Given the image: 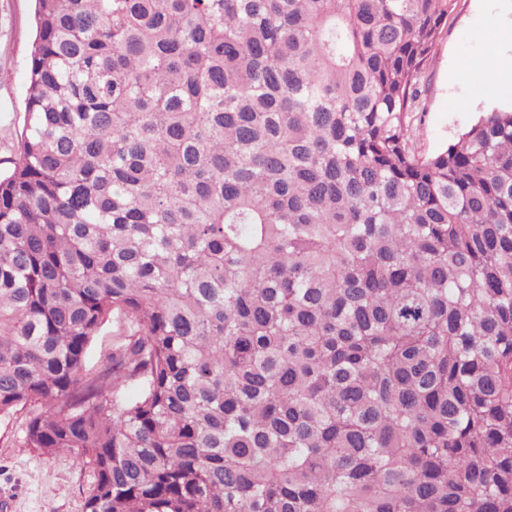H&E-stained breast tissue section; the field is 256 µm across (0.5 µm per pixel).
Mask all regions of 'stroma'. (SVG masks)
I'll use <instances>...</instances> for the list:
<instances>
[{
	"label": "stroma",
	"mask_w": 512,
	"mask_h": 512,
	"mask_svg": "<svg viewBox=\"0 0 512 512\" xmlns=\"http://www.w3.org/2000/svg\"><path fill=\"white\" fill-rule=\"evenodd\" d=\"M33 0H0V169L19 149L23 129ZM512 59V0H457L435 46L415 116L419 154L445 148L493 108L512 104L495 72ZM26 414L0 417V491L10 512H83L92 471L72 455L22 445Z\"/></svg>",
	"instance_id": "stroma-1"
}]
</instances>
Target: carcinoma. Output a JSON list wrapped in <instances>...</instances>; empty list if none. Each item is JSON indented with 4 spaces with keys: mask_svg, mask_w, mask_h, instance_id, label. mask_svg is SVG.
Returning a JSON list of instances; mask_svg holds the SVG:
<instances>
[{
    "mask_svg": "<svg viewBox=\"0 0 512 512\" xmlns=\"http://www.w3.org/2000/svg\"><path fill=\"white\" fill-rule=\"evenodd\" d=\"M454 5L36 0L0 416L83 512H512V108L411 130ZM132 333L130 323L114 312L91 346L87 369L92 371L98 369L104 357L112 351V346L123 342L124 337L130 336Z\"/></svg>",
    "mask_w": 512,
    "mask_h": 512,
    "instance_id": "1",
    "label": "carcinoma"
}]
</instances>
